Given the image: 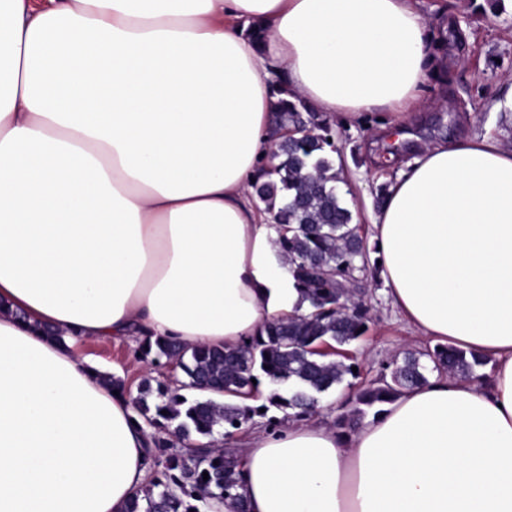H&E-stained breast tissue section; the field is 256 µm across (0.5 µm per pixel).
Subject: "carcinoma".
<instances>
[{
	"instance_id": "cac0c4a2",
	"label": "carcinoma",
	"mask_w": 512,
	"mask_h": 512,
	"mask_svg": "<svg viewBox=\"0 0 512 512\" xmlns=\"http://www.w3.org/2000/svg\"><path fill=\"white\" fill-rule=\"evenodd\" d=\"M279 122L292 131L277 144L270 166L254 185L257 206L272 214L276 243L288 272L302 288L309 310L265 325L239 348L196 345L157 336L133 338L137 358L162 378L141 382L131 398L135 419L151 430L146 461L151 476L127 512H211L229 500L244 509L236 455L223 447L244 425L276 428L319 408L323 397L345 386L347 410L335 420L343 435L367 411L428 382V375L477 377L483 360L448 345L407 351L382 366L375 380L353 373L343 356L371 320L370 307L355 298L356 275L374 276L379 264L353 223L337 187L333 154L336 131L322 112L288 89L281 76L271 83ZM181 377L167 376L169 366ZM256 399L260 404H242ZM265 412H260V409ZM208 439L196 448L173 440ZM208 480H203V473Z\"/></svg>"
}]
</instances>
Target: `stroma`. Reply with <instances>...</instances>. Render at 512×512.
Returning <instances> with one entry per match:
<instances>
[{
	"label": "stroma",
	"instance_id": "stroma-1",
	"mask_svg": "<svg viewBox=\"0 0 512 512\" xmlns=\"http://www.w3.org/2000/svg\"><path fill=\"white\" fill-rule=\"evenodd\" d=\"M419 9L440 44L441 53H459L463 61L445 78L432 81L433 103L412 129L411 139L395 151L410 154L418 140L452 141L468 135L492 134L512 145V0H419ZM339 156L347 172L346 200L354 220L370 231L369 214L376 210L377 188L396 175L395 168H380L376 157L385 146L373 145L362 127L337 126ZM358 295L371 308L365 335L346 350L367 379L378 376L382 363L403 350H423L430 339L413 335L385 294L383 280L359 279ZM81 353L109 375H122L130 389L145 378L126 344L89 341Z\"/></svg>",
	"mask_w": 512,
	"mask_h": 512
}]
</instances>
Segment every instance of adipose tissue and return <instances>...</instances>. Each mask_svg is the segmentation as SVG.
<instances>
[{"label": "adipose tissue", "instance_id": "ef3b65f1", "mask_svg": "<svg viewBox=\"0 0 512 512\" xmlns=\"http://www.w3.org/2000/svg\"><path fill=\"white\" fill-rule=\"evenodd\" d=\"M447 68L417 0H0V512H126L150 478L82 341L233 348L308 311L253 199L274 74L400 141ZM370 222L406 324L487 378L431 374L346 436L242 435L245 508L512 512V147H419Z\"/></svg>", "mask_w": 512, "mask_h": 512}]
</instances>
